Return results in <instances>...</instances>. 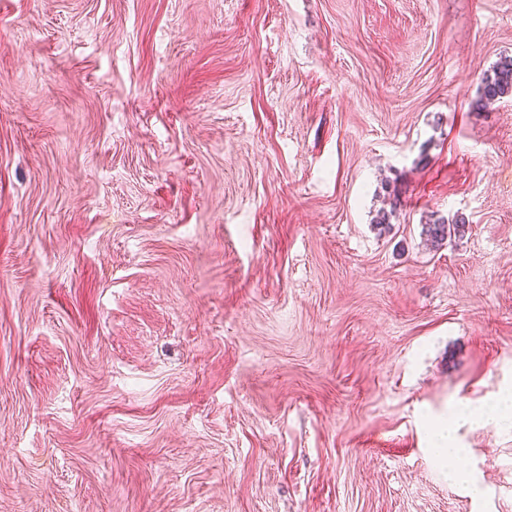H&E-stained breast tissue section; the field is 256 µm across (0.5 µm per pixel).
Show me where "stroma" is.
Returning <instances> with one entry per match:
<instances>
[{
    "label": "stroma",
    "instance_id": "1",
    "mask_svg": "<svg viewBox=\"0 0 512 512\" xmlns=\"http://www.w3.org/2000/svg\"><path fill=\"white\" fill-rule=\"evenodd\" d=\"M504 56L512 0H0V512H512ZM480 94L472 108L483 112L490 104L512 96V58L504 57L480 76ZM468 221L462 215L449 220L442 217L431 218L422 226V235L431 246L442 245L448 237L463 236L467 230Z\"/></svg>",
    "mask_w": 512,
    "mask_h": 512
}]
</instances>
